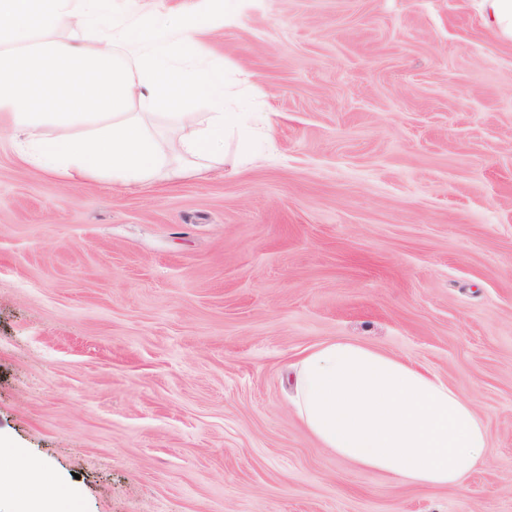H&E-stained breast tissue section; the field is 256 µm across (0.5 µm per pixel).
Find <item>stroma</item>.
<instances>
[{
  "mask_svg": "<svg viewBox=\"0 0 512 512\" xmlns=\"http://www.w3.org/2000/svg\"><path fill=\"white\" fill-rule=\"evenodd\" d=\"M267 125L202 176L64 182L0 136V468L64 512H512V38L480 0H212ZM347 337L475 397L465 490L320 448L290 366ZM23 481L26 485L36 488L48 498L54 493L53 486L47 484L45 471L42 466L35 462H28L25 465L22 475L13 471L0 470V495L10 496L15 492V486Z\"/></svg>",
  "mask_w": 512,
  "mask_h": 512,
  "instance_id": "1",
  "label": "stroma"
}]
</instances>
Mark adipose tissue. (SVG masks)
Here are the masks:
<instances>
[{
    "instance_id": "obj_1",
    "label": "adipose tissue",
    "mask_w": 512,
    "mask_h": 512,
    "mask_svg": "<svg viewBox=\"0 0 512 512\" xmlns=\"http://www.w3.org/2000/svg\"><path fill=\"white\" fill-rule=\"evenodd\" d=\"M204 11L161 15L155 0L113 14L112 0H0V115L23 162L74 181L130 186L224 162L235 131L221 70L204 66ZM176 130L163 150L148 118ZM295 412L320 447L401 484L465 489L484 461L474 398L363 342L337 338L292 365Z\"/></svg>"
}]
</instances>
